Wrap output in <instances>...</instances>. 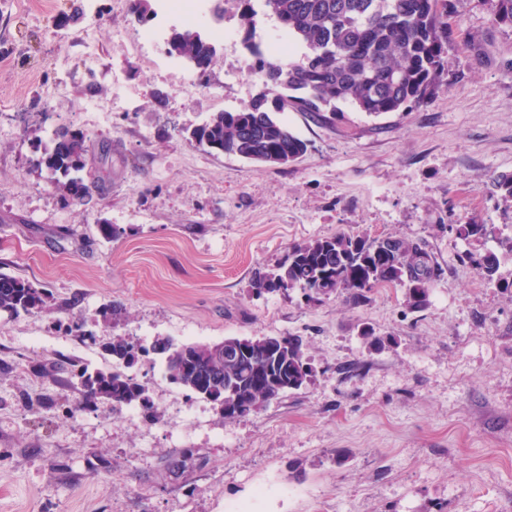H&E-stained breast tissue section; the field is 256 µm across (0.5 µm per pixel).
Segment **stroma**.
<instances>
[{"label":"stroma","mask_w":512,"mask_h":512,"mask_svg":"<svg viewBox=\"0 0 512 512\" xmlns=\"http://www.w3.org/2000/svg\"><path fill=\"white\" fill-rule=\"evenodd\" d=\"M449 22L450 90L378 118L285 112L308 150L275 167L188 138L262 91L241 41L217 42L186 94L193 67L143 45L129 0H0V272L48 292L40 312L0 314V512H512V253L453 230L512 235V200L492 187L512 174V28L483 0H453ZM61 127L93 156L90 195L70 206L36 163ZM340 233L425 246L440 273L429 306L393 287L255 296V271ZM488 250L493 282L464 259ZM71 317L82 335L60 330ZM116 334L297 336L316 375L227 419L153 356L133 370L153 416L106 403L67 415L80 398L67 374L33 366L111 369L102 345ZM186 448L194 465L170 473ZM458 235L469 239L487 240L489 238H499L500 228L494 224H458L456 225Z\"/></svg>","instance_id":"1"}]
</instances>
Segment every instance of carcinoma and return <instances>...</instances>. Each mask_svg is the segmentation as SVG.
<instances>
[{
  "mask_svg": "<svg viewBox=\"0 0 512 512\" xmlns=\"http://www.w3.org/2000/svg\"><path fill=\"white\" fill-rule=\"evenodd\" d=\"M277 18L288 41L303 48L291 62L263 50L255 40L257 12L243 14V45L254 58L252 72L264 90L239 112H219L191 132V139L224 154L267 166L286 165L307 150L278 114L307 112L336 123L340 105L379 117L418 108L450 88L446 58L452 30L450 0H261ZM491 22L512 27V0H490ZM168 53L192 63L205 77L215 47L190 26L175 29ZM87 136L62 127L44 149L38 165L51 175L63 203L77 202L84 188L77 173L87 165ZM465 239L487 240L501 234L493 224H458ZM467 261L491 282L500 261L493 251L469 252ZM438 278L430 254L417 242L386 235L338 234L293 245L271 273L253 278L257 294L298 288L308 301L347 294L359 300L377 287H401L409 306L424 309ZM45 291L32 282L0 273V313L9 317L41 311ZM125 367L161 348L170 382L210 401L226 419L264 410L312 378L313 368L298 336H228L222 343H181L169 338L147 348L125 336L105 344ZM55 369L77 380L81 398L68 407L74 414L98 402L112 409L141 406L152 412L145 386L121 371H91L75 364Z\"/></svg>",
  "mask_w": 512,
  "mask_h": 512,
  "instance_id": "cac0c4a2",
  "label": "carcinoma"
}]
</instances>
